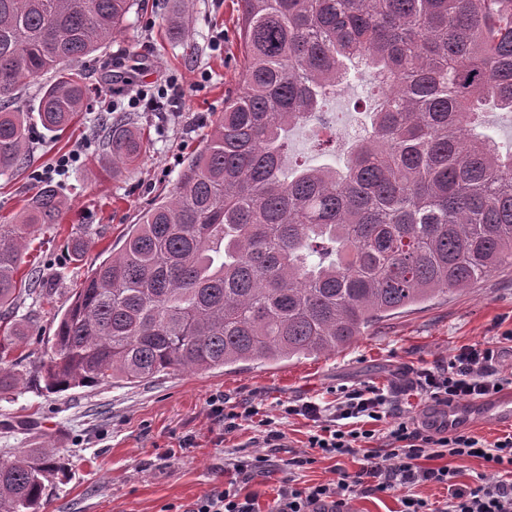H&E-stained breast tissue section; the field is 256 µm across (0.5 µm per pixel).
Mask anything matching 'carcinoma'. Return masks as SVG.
I'll list each match as a JSON object with an SVG mask.
<instances>
[{"mask_svg": "<svg viewBox=\"0 0 512 512\" xmlns=\"http://www.w3.org/2000/svg\"><path fill=\"white\" fill-rule=\"evenodd\" d=\"M137 2L0 0V175L27 161L23 85L51 75L38 118L65 130L92 108L76 65ZM169 25L188 34L184 0ZM238 29L237 88L170 194L75 289L48 389L334 353L512 265V152L475 132L487 109L512 112V0H240ZM361 66L380 103L343 167L282 178L288 131ZM104 132L118 165L145 152L127 124ZM66 207L47 183L0 224V307L22 298L27 238ZM23 335L16 322L0 335V364ZM61 471L52 448L0 462V512H40Z\"/></svg>", "mask_w": 512, "mask_h": 512, "instance_id": "cac0c4a2", "label": "carcinoma"}]
</instances>
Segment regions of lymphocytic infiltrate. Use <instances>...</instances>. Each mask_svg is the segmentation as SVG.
<instances>
[{
    "mask_svg": "<svg viewBox=\"0 0 512 512\" xmlns=\"http://www.w3.org/2000/svg\"><path fill=\"white\" fill-rule=\"evenodd\" d=\"M506 344L512 345V328L495 342L461 347L448 359L417 369L411 387L416 396L443 406L498 394L512 384L500 364ZM209 405L223 417L225 434L248 422L254 435L250 452L225 459L223 489L206 495L195 512H257L258 495L250 486L274 456L290 477L277 488L270 512H350L357 497L393 495L399 512H512V433L490 442L464 428L450 432L416 422L405 415L398 390L340 388L327 402L311 397L279 403L272 416L261 414L253 402L231 405L221 395L212 396ZM295 417L313 424L300 450L289 445L284 429ZM354 455L363 460L354 475L308 485L292 477L318 458ZM447 456L481 459L488 474L472 485L459 482L457 471L442 463ZM430 485L443 487L445 497L413 495V488Z\"/></svg>",
    "mask_w": 512,
    "mask_h": 512,
    "instance_id": "f902f5d3",
    "label": "lymphocytic infiltrate"
}]
</instances>
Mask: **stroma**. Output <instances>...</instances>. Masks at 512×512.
Here are the masks:
<instances>
[{
  "mask_svg": "<svg viewBox=\"0 0 512 512\" xmlns=\"http://www.w3.org/2000/svg\"><path fill=\"white\" fill-rule=\"evenodd\" d=\"M174 4L145 0L129 27L82 64L88 84L104 95L65 131L54 134L40 124L35 107L44 77L27 83L17 101L29 114L30 155L22 171L0 175V220L12 221L43 180L68 201L59 223L32 235L21 270L34 273L33 291L5 312L10 321L24 323L28 334L12 365L22 381L0 394V460L38 444L56 449L63 470L50 482L41 512H192L199 500L223 488L225 453L253 435L248 424L225 435L208 406L210 396L236 403L256 399L272 413L278 402L323 397L340 385L398 387L405 408L418 416L428 404L408 390L403 369L429 366L512 328V266L505 265L470 288L382 319L332 354L275 365L176 369L137 384L46 390L40 369L74 288L118 252L151 203L169 194L223 112L225 94L237 86L243 62L238 0H191L190 54L168 35ZM169 78L183 91L176 106L162 112L128 108L129 96ZM373 94L367 75L351 76L328 100L322 118L289 131L290 162H333L343 143L360 132ZM111 109L143 128L149 140L142 158L118 177L97 134ZM74 150L80 160L58 173V159ZM75 236L86 243L79 261L70 251Z\"/></svg>",
  "mask_w": 512,
  "mask_h": 512,
  "instance_id": "stroma-1",
  "label": "stroma"
}]
</instances>
